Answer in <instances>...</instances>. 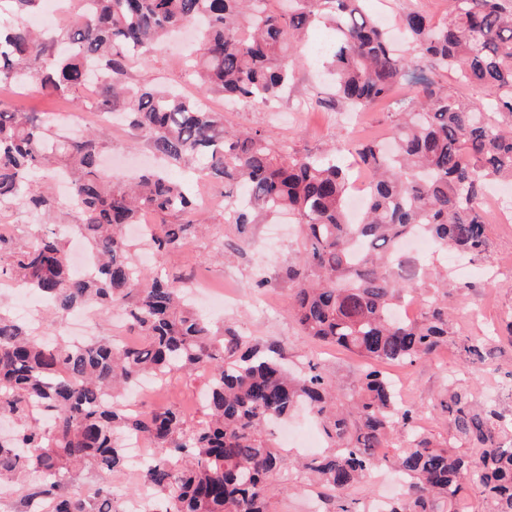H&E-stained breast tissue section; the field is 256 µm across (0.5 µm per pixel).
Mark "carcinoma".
I'll use <instances>...</instances> for the list:
<instances>
[{
    "label": "carcinoma",
    "instance_id": "cac0c4a2",
    "mask_svg": "<svg viewBox=\"0 0 512 512\" xmlns=\"http://www.w3.org/2000/svg\"><path fill=\"white\" fill-rule=\"evenodd\" d=\"M0 20V85L43 95L80 93L84 107L116 113L133 136L175 168L197 166L224 187V223L288 216L301 229L296 261L283 268L301 336L368 361L357 387L340 393L318 359L289 372L280 345L231 328H214L188 303L186 277L136 261L121 229L149 212L142 244L154 257L186 248L200 225L184 183L162 171L125 187L100 167L99 132L71 139L36 113L0 109V223L18 214L51 217L65 210L89 243L96 272L83 277L68 263L63 236L43 227L18 244L0 235V278L31 288L66 315L88 305L122 310L140 336L129 346L109 336L48 344L32 323L0 311V482H14L17 512H121L112 484L93 495L70 491L84 470L110 475L127 468L124 439L138 434L156 450L139 472L157 509L141 512H270L283 458L266 433L306 404L330 451L293 464L315 481L322 512H370L351 498L384 462L407 480L400 497L379 512H512V415L494 400L475 409L470 394L448 385L439 402L448 413L439 441L415 427L418 410L404 404L382 371L414 364L448 345V298L460 289L448 267L402 254L400 243L422 233L438 252L479 256L488 246L481 196L491 180H512V0H450L441 20L416 9L400 16L401 47L365 8L366 0H85L75 18L46 37L28 24L41 0H6ZM201 23L200 46L186 66L198 93H220L241 106L266 107L288 92L293 43L315 22L336 39L322 49L346 111L386 103L392 141L338 142L320 155H296L268 131H241L224 114L176 87L126 82L130 63L154 55L186 24ZM448 72L446 89L416 74L419 63ZM98 73L94 98L85 96ZM405 82L413 98L395 96ZM474 86L479 100L461 95ZM355 154L369 177L365 212L352 223L350 183L337 160ZM55 168L70 196L37 186ZM416 292L419 316L394 311ZM494 339L468 340L472 363L483 364ZM203 373L201 419L176 406L148 414L127 408L124 392L147 377ZM375 448H389L381 459Z\"/></svg>",
    "mask_w": 512,
    "mask_h": 512
}]
</instances>
